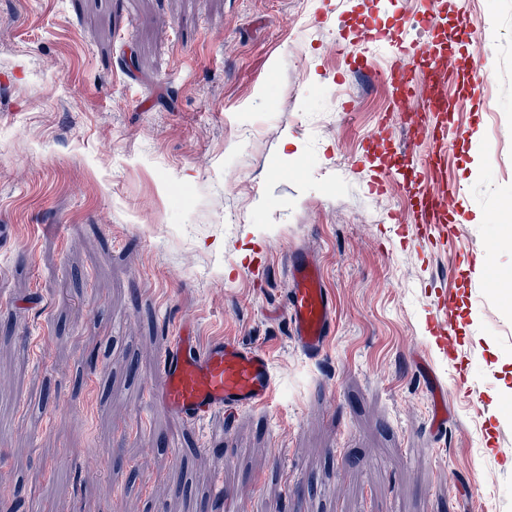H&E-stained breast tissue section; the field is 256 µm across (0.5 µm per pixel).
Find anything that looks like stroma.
Masks as SVG:
<instances>
[{
	"label": "stroma",
	"mask_w": 512,
	"mask_h": 512,
	"mask_svg": "<svg viewBox=\"0 0 512 512\" xmlns=\"http://www.w3.org/2000/svg\"><path fill=\"white\" fill-rule=\"evenodd\" d=\"M432 7L482 37L448 67L485 74L448 88L467 220L437 244L403 179L428 143L380 76L417 0H0V512L19 480L28 512H187L188 448L221 512H512V0ZM298 245L336 305L314 360L284 305ZM444 289L454 360L427 326ZM189 320L269 354L270 403L198 425L153 408Z\"/></svg>",
	"instance_id": "obj_1"
}]
</instances>
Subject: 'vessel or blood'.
Masks as SVG:
<instances>
[{"mask_svg":"<svg viewBox=\"0 0 512 512\" xmlns=\"http://www.w3.org/2000/svg\"><path fill=\"white\" fill-rule=\"evenodd\" d=\"M441 54L438 43L417 45L415 64L396 59L386 79L398 101H423L432 120L443 126L449 112L456 109L448 100L447 85L457 76L442 69ZM447 149V135L432 139L428 153L430 184L419 190L416 210L417 236L422 240L429 239L445 224H460L466 219L460 191L449 189L443 179L442 159ZM288 277L291 286L286 314L290 338L304 356L318 358L335 331L334 299L309 249L297 246L291 250ZM447 311V298L439 297L431 324L443 350L451 352L455 343L446 320ZM274 390L272 362L264 351L232 338L204 345L198 336L184 331L164 349L151 400L158 410L181 421L200 424L217 413L236 416L267 404Z\"/></svg>","mask_w":512,"mask_h":512,"instance_id":"obj_1","label":"vessel or blood"}]
</instances>
